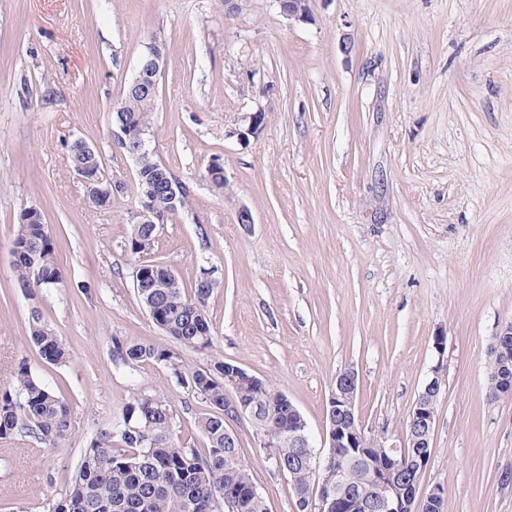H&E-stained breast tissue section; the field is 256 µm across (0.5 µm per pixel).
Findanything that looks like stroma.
<instances>
[{
	"label": "stroma",
	"mask_w": 512,
	"mask_h": 512,
	"mask_svg": "<svg viewBox=\"0 0 512 512\" xmlns=\"http://www.w3.org/2000/svg\"><path fill=\"white\" fill-rule=\"evenodd\" d=\"M289 21L277 0H0V388L20 362L67 400L57 447L0 443V512H47L82 448L130 400L164 392L174 434L195 439L206 405L167 366L135 378L112 339L173 340L133 287V194L91 206L67 160L81 138L111 178L133 164L109 107L151 38L167 46L150 145L186 183L188 208L160 224L152 260L184 285H217L214 345L180 349L195 368L223 358L272 381L325 429L337 374L359 379L358 412L403 438L430 369L443 362L432 454L418 488L447 512H512V395H489L490 348L512 323V0H310ZM265 122L248 144L225 137L243 113ZM224 166L216 193L205 174ZM247 206L253 224L238 223ZM41 211L63 281L26 289L12 265L22 211ZM69 344L43 363L32 308ZM445 338L444 354L433 349ZM268 512H297L287 476L235 426Z\"/></svg>",
	"instance_id": "1"
}]
</instances>
